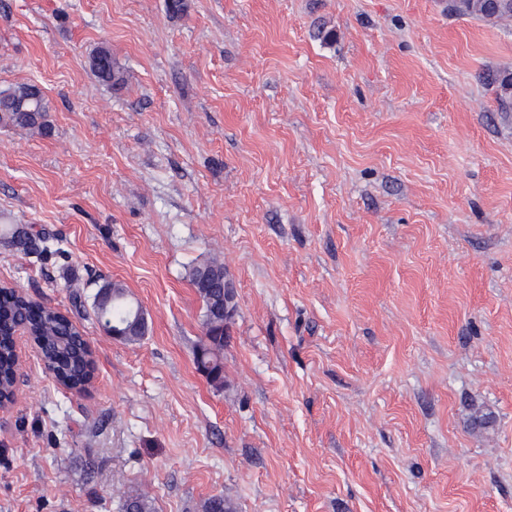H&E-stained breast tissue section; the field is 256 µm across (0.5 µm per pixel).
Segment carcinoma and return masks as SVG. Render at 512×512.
Masks as SVG:
<instances>
[{"label": "carcinoma", "mask_w": 512, "mask_h": 512, "mask_svg": "<svg viewBox=\"0 0 512 512\" xmlns=\"http://www.w3.org/2000/svg\"><path fill=\"white\" fill-rule=\"evenodd\" d=\"M455 10L477 14L486 19L512 17V0H454ZM96 76L112 89L125 85L122 68L112 59L106 48L98 49L91 58ZM48 102L35 83H20L0 89V125L37 129L51 133L45 121ZM44 241L30 228L11 225L0 245L29 253L42 254L48 249L40 246ZM187 276L203 303L202 325L204 333L224 323V266L216 262L193 265ZM93 309L103 322L106 333L118 323L124 331L123 340L135 342L145 333V326L130 322L132 309L124 285L104 282L93 295ZM27 329L37 346L45 369L58 382L69 388L83 386L92 376L93 360L87 341L79 327L58 309L28 299L12 287L0 288V395L8 397L15 381L12 334L19 328ZM123 512H154L153 500L135 494L123 504Z\"/></svg>", "instance_id": "obj_1"}]
</instances>
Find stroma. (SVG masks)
Segmentation results:
<instances>
[{
	"label": "stroma",
	"instance_id": "1",
	"mask_svg": "<svg viewBox=\"0 0 512 512\" xmlns=\"http://www.w3.org/2000/svg\"><path fill=\"white\" fill-rule=\"evenodd\" d=\"M0 0V285L66 313L83 393L26 335L0 512H512V18L450 0ZM127 72L118 91L91 57ZM223 263L224 387L190 265ZM121 282L135 344L91 305ZM91 67L96 76L112 89L119 90L125 85L124 72L108 49L100 48L93 54ZM48 102L35 83H20L0 89V125L38 129L44 135L51 133L45 121ZM44 239L40 233L34 234L28 227L11 224L9 232L0 240V245L5 248L42 254L50 251L47 247L40 248L39 242H44Z\"/></svg>",
	"mask_w": 512,
	"mask_h": 512
}]
</instances>
